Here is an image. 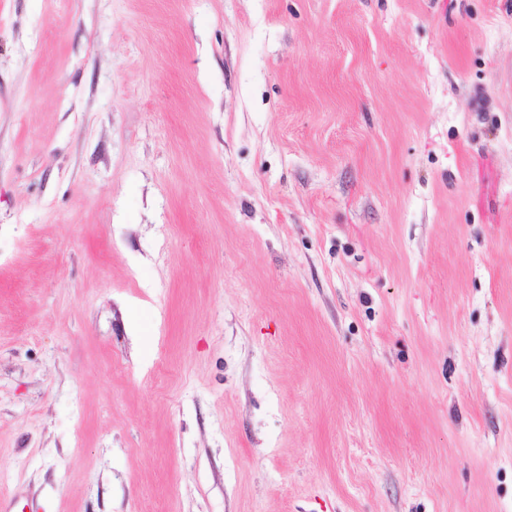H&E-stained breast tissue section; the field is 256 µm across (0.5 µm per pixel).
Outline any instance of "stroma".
I'll return each instance as SVG.
<instances>
[{
	"label": "stroma",
	"instance_id": "stroma-1",
	"mask_svg": "<svg viewBox=\"0 0 512 512\" xmlns=\"http://www.w3.org/2000/svg\"><path fill=\"white\" fill-rule=\"evenodd\" d=\"M0 512H512V0H0Z\"/></svg>",
	"mask_w": 512,
	"mask_h": 512
}]
</instances>
